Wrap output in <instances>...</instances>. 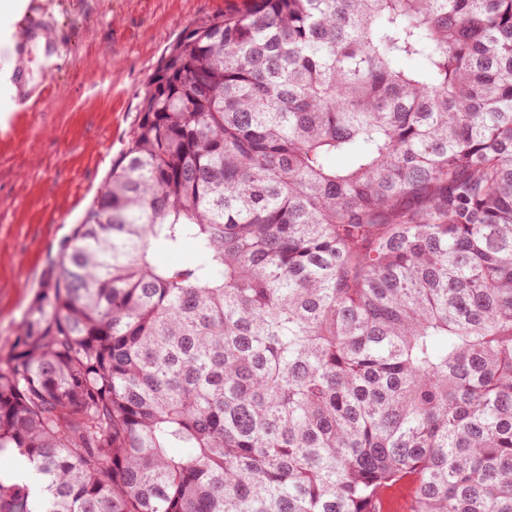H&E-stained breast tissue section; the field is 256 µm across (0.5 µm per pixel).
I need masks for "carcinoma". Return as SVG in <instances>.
Wrapping results in <instances>:
<instances>
[{
    "label": "carcinoma",
    "instance_id": "carcinoma-1",
    "mask_svg": "<svg viewBox=\"0 0 512 512\" xmlns=\"http://www.w3.org/2000/svg\"><path fill=\"white\" fill-rule=\"evenodd\" d=\"M60 267L0 512H512V0L196 25Z\"/></svg>",
    "mask_w": 512,
    "mask_h": 512
}]
</instances>
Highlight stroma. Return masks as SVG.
<instances>
[{
    "label": "stroma",
    "instance_id": "obj_1",
    "mask_svg": "<svg viewBox=\"0 0 512 512\" xmlns=\"http://www.w3.org/2000/svg\"><path fill=\"white\" fill-rule=\"evenodd\" d=\"M66 36L37 112L0 85V354L60 272L63 246L127 150L167 49L248 0H38Z\"/></svg>",
    "mask_w": 512,
    "mask_h": 512
}]
</instances>
